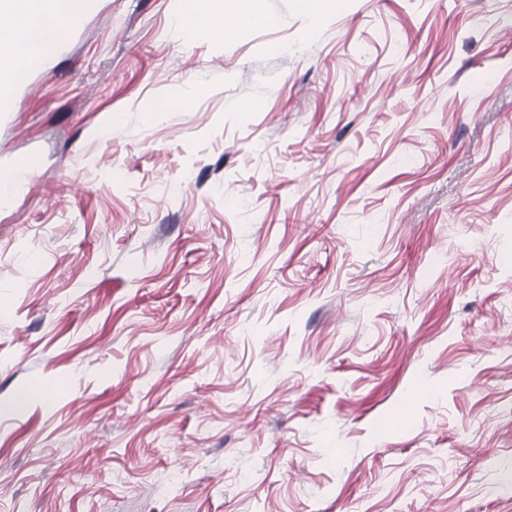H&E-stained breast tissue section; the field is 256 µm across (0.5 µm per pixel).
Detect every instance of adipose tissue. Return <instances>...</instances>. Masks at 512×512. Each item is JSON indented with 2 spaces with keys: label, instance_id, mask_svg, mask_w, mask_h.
<instances>
[{
  "label": "adipose tissue",
  "instance_id": "1",
  "mask_svg": "<svg viewBox=\"0 0 512 512\" xmlns=\"http://www.w3.org/2000/svg\"><path fill=\"white\" fill-rule=\"evenodd\" d=\"M259 0H234V20L224 21V0H203L202 15L216 39L232 37L240 26L267 22ZM13 17L12 30L0 34V72L11 73L47 54L79 19L75 0H0Z\"/></svg>",
  "mask_w": 512,
  "mask_h": 512
}]
</instances>
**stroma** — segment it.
Instances as JSON below:
<instances>
[{
    "instance_id": "35a3bbf8",
    "label": "stroma",
    "mask_w": 512,
    "mask_h": 512,
    "mask_svg": "<svg viewBox=\"0 0 512 512\" xmlns=\"http://www.w3.org/2000/svg\"><path fill=\"white\" fill-rule=\"evenodd\" d=\"M261 7L9 84L0 512H512V0ZM204 8L201 12L205 18V25L211 35L224 41L234 35L240 26L256 23H268L270 18L258 7L259 0H234V20L232 25H226L224 21V0H203Z\"/></svg>"
}]
</instances>
